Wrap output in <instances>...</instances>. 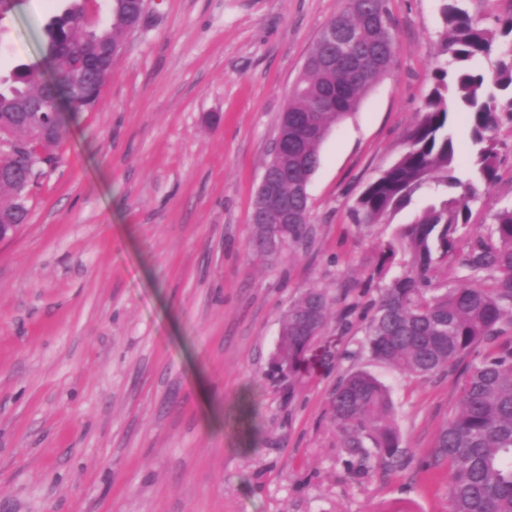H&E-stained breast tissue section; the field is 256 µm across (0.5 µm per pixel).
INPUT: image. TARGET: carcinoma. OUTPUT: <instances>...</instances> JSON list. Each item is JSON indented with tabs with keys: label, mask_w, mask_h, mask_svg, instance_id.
I'll use <instances>...</instances> for the list:
<instances>
[{
	"label": "carcinoma",
	"mask_w": 512,
	"mask_h": 512,
	"mask_svg": "<svg viewBox=\"0 0 512 512\" xmlns=\"http://www.w3.org/2000/svg\"><path fill=\"white\" fill-rule=\"evenodd\" d=\"M88 0H69L46 27L43 59L19 65L0 79V139L21 145L35 163L27 167L24 183L38 182L45 168L56 165L64 128L97 103L101 88L123 43L142 18L137 0H109V19L87 29ZM465 0H443L442 16L448 36L445 63L432 73L433 87L418 123L407 134V149L380 173L359 196L352 210L355 224H389L409 207L423 189L435 201L415 220L396 229L383 250L378 274L385 285L367 329V346L379 361L415 377H430L455 366L474 346L484 343L479 362L458 379L454 411L440 428L426 467L448 469L449 512H512V205L491 214V236L475 237L458 249V233L469 226L473 205L481 200L479 186L493 184L499 158L490 135L502 117L512 120V49L499 54V38L512 37V13L499 20L493 33L474 21ZM340 31L358 35L356 50L369 54L359 71L322 64L328 48L316 40L278 130L316 110L322 132L298 143L314 173L319 148L333 124L356 109L362 96L388 69L396 51L386 0L346 2L329 21ZM491 63L483 68L480 61ZM53 97L60 116L38 132L25 115L43 99ZM468 123L473 146L469 167L460 169L452 115ZM286 181L281 190L293 205L309 209V200L293 196L300 176L292 150L280 158ZM17 159L0 153V225L16 230L27 217L28 198H19L10 175ZM309 224L288 225V243L280 253L307 240ZM456 254L459 283L442 293L431 287L435 255ZM330 300L310 288L288 307L282 320V349L295 366L312 338L325 328ZM331 407L348 447L372 444L379 463H397L399 446L386 387L371 374L356 371L336 386Z\"/></svg>",
	"instance_id": "carcinoma-1"
}]
</instances>
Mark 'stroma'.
<instances>
[{
	"mask_svg": "<svg viewBox=\"0 0 512 512\" xmlns=\"http://www.w3.org/2000/svg\"><path fill=\"white\" fill-rule=\"evenodd\" d=\"M441 0H386L397 52L331 128L310 184L309 239L277 258L251 213L278 117L344 0H148L97 107L0 243V512H448L434 439L455 373L376 360L365 330L391 226L353 224L432 87ZM61 0L0 24V77L39 61ZM487 206L512 203V122L497 132ZM328 325L289 377L272 372L281 319L310 288ZM389 390L401 461L345 446L340 378Z\"/></svg>",
	"mask_w": 512,
	"mask_h": 512,
	"instance_id": "35a3bbf8",
	"label": "stroma"
}]
</instances>
